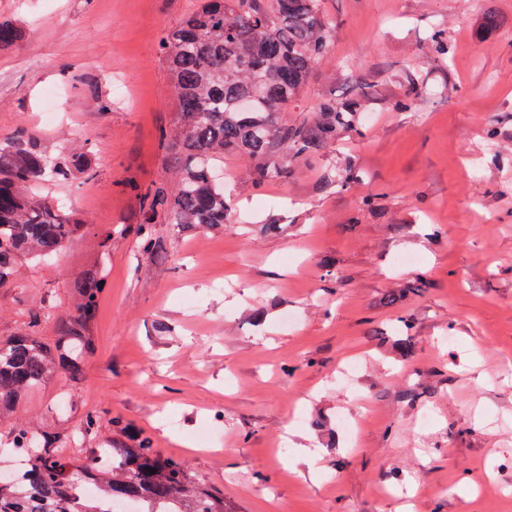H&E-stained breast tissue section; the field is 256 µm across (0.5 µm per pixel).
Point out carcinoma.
<instances>
[{
  "label": "carcinoma",
  "mask_w": 512,
  "mask_h": 512,
  "mask_svg": "<svg viewBox=\"0 0 512 512\" xmlns=\"http://www.w3.org/2000/svg\"><path fill=\"white\" fill-rule=\"evenodd\" d=\"M498 28V15L483 11L478 41ZM335 31L336 20L325 12L323 0H200L195 11L164 30L158 50L171 78L176 121L162 132V141L176 186L169 195L155 192L150 214L161 207L169 223L183 227L229 223L234 199L213 180L224 157L248 159L257 187L286 180L295 166L317 162L339 140L362 137L379 96H388L398 112L411 111L427 96V87L409 71L395 81L400 91L394 92L372 76L356 80L342 70L336 73L338 83L357 81L360 91L324 97L309 118L283 122L280 114L300 98ZM20 38L18 29L0 23V51ZM428 58L441 70L447 66L448 34L440 23L430 32ZM87 153L84 144L78 153L52 157L31 128L0 138V288L13 285L22 259L51 257L83 228L72 214L31 189L73 178ZM361 180L362 172L352 164L336 174L344 192ZM405 229L425 240L444 236L438 224L414 222ZM136 235L143 252L152 253L156 241L150 222L139 225ZM424 286L421 277L408 280L380 303L401 306ZM106 287L99 269H88L73 284V311L59 318L52 341L32 329L0 336V422L9 424L8 446L24 467L18 480L0 478V512H116L108 509L116 500L134 504L133 512H239L223 490L187 462L162 455L138 429L123 426L122 437H111L102 430L101 414L90 411L82 418L80 440L95 441L98 447L64 456L60 449L75 439L42 431L35 420L19 415L21 405L51 374L82 375L95 351L92 327ZM418 326L416 318L401 316L390 326L387 341L407 353L409 336ZM86 485L92 487L88 496Z\"/></svg>",
  "instance_id": "obj_1"
}]
</instances>
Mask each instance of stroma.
<instances>
[{
  "instance_id": "1",
  "label": "stroma",
  "mask_w": 512,
  "mask_h": 512,
  "mask_svg": "<svg viewBox=\"0 0 512 512\" xmlns=\"http://www.w3.org/2000/svg\"><path fill=\"white\" fill-rule=\"evenodd\" d=\"M198 5L0 0V21L22 32L0 51V137L25 126L49 154L91 148L84 172L53 189L84 227L0 290V336L35 320L54 338L79 275L95 265L108 282L82 377L54 373L25 410L71 434L89 410L134 424L241 512H512V165L482 167L487 127L512 129V0H324L333 43L285 120L306 117L343 68L359 77L409 67L432 86L449 74L461 94L404 114L379 105L365 138L285 181L254 187L251 165L225 158L232 223L187 231L149 216L142 196L175 184L160 139L175 112L157 43ZM488 6L502 26L478 45L469 23ZM440 21L445 72L425 54ZM51 88L59 118L46 124ZM340 158L364 174L354 192L331 181ZM379 189L381 210L358 212L359 197ZM414 215L443 225L444 238L389 232ZM149 217L158 247L145 256L134 229ZM273 221L280 235L262 232ZM404 252L418 264L398 265ZM328 259L339 280L325 279ZM418 273L427 286L403 309L379 306ZM285 309L295 327L281 323ZM255 311L266 314L258 326ZM401 312L420 322L405 357L376 338ZM352 362L361 370L350 387L337 374ZM408 384L416 401L401 396ZM319 404L363 417L358 448L309 434L301 420Z\"/></svg>"
}]
</instances>
